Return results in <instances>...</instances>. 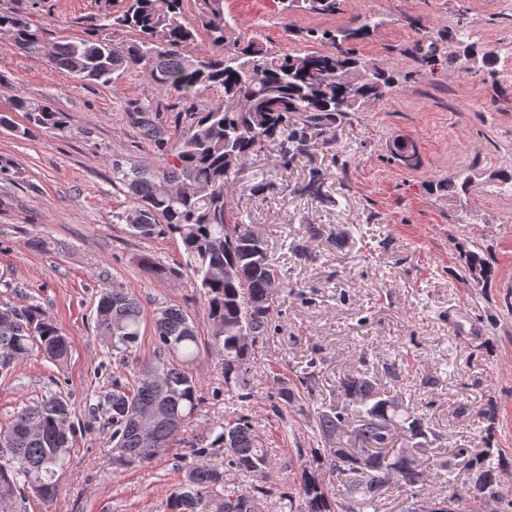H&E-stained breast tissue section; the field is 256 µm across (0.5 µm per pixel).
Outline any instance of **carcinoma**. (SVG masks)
<instances>
[{
  "mask_svg": "<svg viewBox=\"0 0 512 512\" xmlns=\"http://www.w3.org/2000/svg\"><path fill=\"white\" fill-rule=\"evenodd\" d=\"M193 2L194 19L186 18L185 4ZM100 0L91 32L59 44L48 53L50 63L82 80L109 82L130 70L141 69L161 90L183 99L215 94V105L189 113L190 125L170 148L169 156L149 167L112 166V179L128 189L133 203L112 215L130 233L146 239L160 233L179 237L184 266L202 301L203 316L211 327L224 389L246 401L253 397L249 374L258 345L276 329L271 295L276 273L263 240L239 221L227 202L242 164L276 142L282 158L305 154L326 135L339 115L356 112L385 96L393 76L379 65L357 56L350 43L367 37L374 25L327 33L325 51L281 54L258 38L236 34L224 14V0ZM285 13H336L338 0H280ZM127 29L136 38L117 45L110 33ZM0 30L9 34L11 52L27 56L45 53L42 30L28 17L0 12ZM462 56L491 69V52L463 47ZM326 82L315 92L314 83ZM10 111L21 112L27 125H13L0 113V126L21 137L36 130L65 128V115L49 103L16 95ZM393 158L415 168L420 156L413 142L397 140ZM474 176L431 182L427 190L439 196L467 192ZM144 269L168 279L178 272L149 257ZM462 275L480 285L495 271L481 249L466 250ZM142 312L137 299L121 287L105 288L96 307L95 329L112 356L123 362L140 348ZM156 347L135 376L112 381L105 403L89 408L103 414L112 428L109 436L118 452L117 464L148 463L170 448L178 431L191 422L201 402L200 384L183 368L200 350L194 320L173 306L153 319ZM70 340L43 309L31 304L17 308L0 303V373L20 361L42 357L64 365ZM361 368L340 381L346 403L314 412L321 447L297 449L300 477L295 493L266 486L271 454L246 415L207 429L208 443L192 445L193 457L180 465L183 480L169 495L165 512H264L265 504L280 500L289 512H379L381 495L394 489L405 500L404 512L427 511L420 497L434 476L450 471L451 457L430 448L431 428L424 415L389 395L370 375L366 359ZM319 371H311L299 385L279 389L271 408L284 411L310 403ZM358 417L354 441L346 452L331 443L346 433L349 415ZM403 436L411 443L409 455L394 448ZM76 428L70 400L54 394L17 411L0 427V503L34 496L51 500L65 476ZM214 448L224 449V469L204 458ZM432 461L435 471L422 465ZM474 472L464 492L469 512H485L494 502L499 512H512V490L501 486V466L489 453L467 462ZM339 478L331 493L322 471Z\"/></svg>",
  "mask_w": 512,
  "mask_h": 512,
  "instance_id": "cac0c4a2",
  "label": "carcinoma"
}]
</instances>
